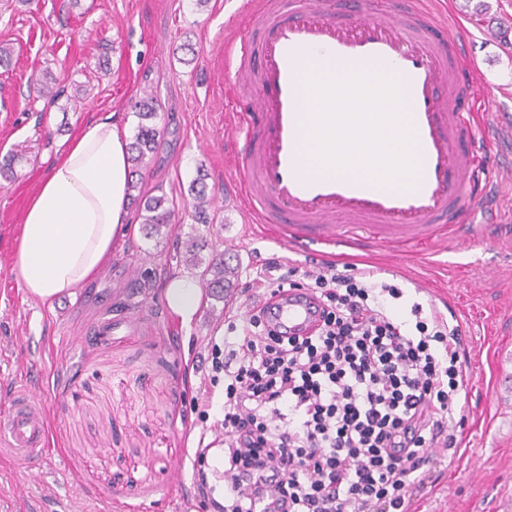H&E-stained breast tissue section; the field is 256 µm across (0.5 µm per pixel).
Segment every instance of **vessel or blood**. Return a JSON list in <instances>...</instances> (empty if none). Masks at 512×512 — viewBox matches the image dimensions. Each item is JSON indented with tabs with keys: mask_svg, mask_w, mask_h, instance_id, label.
I'll use <instances>...</instances> for the list:
<instances>
[{
	"mask_svg": "<svg viewBox=\"0 0 512 512\" xmlns=\"http://www.w3.org/2000/svg\"><path fill=\"white\" fill-rule=\"evenodd\" d=\"M248 21L224 45L239 100L226 141L234 165L224 174L241 193L245 223L313 263L363 250V237L402 252L467 237L463 194L494 210L491 189L512 178V154L490 171L482 148L512 143V121L479 127L472 97L478 68L457 28L424 22L400 8L373 11L366 0H245ZM377 68L396 75L415 132L420 172L414 190L349 177L308 175L301 82L312 69ZM263 318L282 337L305 336L320 310L305 288L267 296ZM48 428L32 399L13 396L0 420V446L32 457Z\"/></svg>",
	"mask_w": 512,
	"mask_h": 512,
	"instance_id": "b4317fda",
	"label": "vessel or blood"
}]
</instances>
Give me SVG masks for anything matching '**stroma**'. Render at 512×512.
Masks as SVG:
<instances>
[{"mask_svg":"<svg viewBox=\"0 0 512 512\" xmlns=\"http://www.w3.org/2000/svg\"><path fill=\"white\" fill-rule=\"evenodd\" d=\"M243 0H0V405L32 393L50 444L37 457L0 453V512H213L193 476L202 415L217 419L223 384H211V346L242 326L269 295L264 270L302 257L252 234L223 187L224 131L236 109L225 92L224 40ZM490 88L476 112L512 114V0H447ZM45 79L55 97L33 94ZM156 108L158 142L138 184L165 195L171 222L129 232L109 265L74 295L46 304L24 288L16 251L20 217L41 172L97 114L128 117L141 97ZM202 181L209 223L195 219ZM473 230L451 250L407 252L390 301L400 319L419 302L459 327L469 379L456 451L434 449L409 512H512V242L487 232L481 200L461 201ZM209 261L238 262L224 298L204 296L191 321L167 307L164 283L198 278L189 242ZM117 321L111 338L81 332Z\"/></svg>","mask_w":512,"mask_h":512,"instance_id":"obj_1","label":"stroma"}]
</instances>
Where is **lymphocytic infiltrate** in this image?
Here are the masks:
<instances>
[{
	"mask_svg": "<svg viewBox=\"0 0 512 512\" xmlns=\"http://www.w3.org/2000/svg\"><path fill=\"white\" fill-rule=\"evenodd\" d=\"M322 305L316 334L282 338L252 315L224 376V497L215 512H264L269 486L288 512H407L430 449L453 448L466 378L462 338L437 312L413 304L414 331L392 314L395 285L335 264L290 268Z\"/></svg>",
	"mask_w": 512,
	"mask_h": 512,
	"instance_id": "f902f5d3",
	"label": "lymphocytic infiltrate"
}]
</instances>
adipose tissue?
I'll list each match as a JSON object with an SVG mask.
<instances>
[{"mask_svg": "<svg viewBox=\"0 0 512 512\" xmlns=\"http://www.w3.org/2000/svg\"><path fill=\"white\" fill-rule=\"evenodd\" d=\"M128 130L117 113L89 120L41 176L21 218L17 267L40 300L74 294L101 273L131 228L127 187ZM170 311L191 320L202 302L198 284L168 280Z\"/></svg>", "mask_w": 512, "mask_h": 512, "instance_id": "1", "label": "adipose tissue"}]
</instances>
